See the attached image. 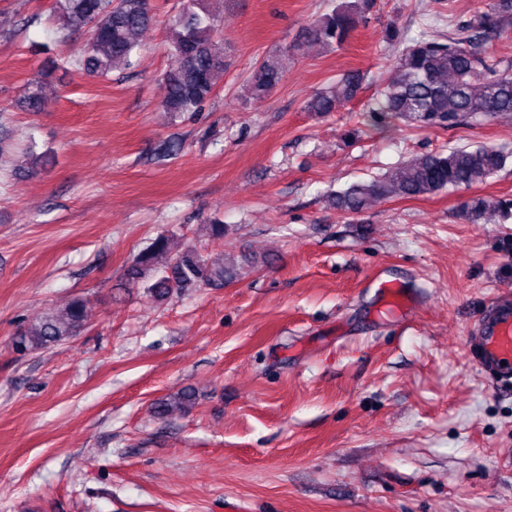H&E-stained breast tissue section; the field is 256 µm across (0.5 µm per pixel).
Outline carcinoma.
<instances>
[{
	"instance_id": "1",
	"label": "carcinoma",
	"mask_w": 512,
	"mask_h": 512,
	"mask_svg": "<svg viewBox=\"0 0 512 512\" xmlns=\"http://www.w3.org/2000/svg\"><path fill=\"white\" fill-rule=\"evenodd\" d=\"M371 0H340L331 11L313 19L303 41L329 49L343 47L365 16ZM57 14L66 27L88 28L87 43L73 55L52 62L56 69L106 76L119 65L128 66L140 50L141 36L152 20L151 0H57ZM512 22V0H487L484 10L459 25L446 39L420 37L404 42L375 103L366 111L371 125L397 119L417 128L453 127L465 118L512 115V59L485 51L500 40ZM218 17L205 0H183L172 20L168 54L173 60L161 86L160 106L171 115L197 111L214 93L213 78L224 68V50L214 39ZM284 78L281 51L272 50L256 60L245 80L250 97L262 99ZM361 90V79L347 74L305 105L322 115L338 112ZM47 97L43 86L31 83L17 106L41 112ZM509 155L484 145L454 147L448 152L415 155L389 173L361 181L329 196L337 210L363 212L383 199H419L445 189L483 184L502 171ZM512 216V199L474 196L459 206V217L480 224L487 215ZM212 243L224 240L225 226L217 220L201 227ZM234 265L224 254L213 256L194 245L170 246L157 236L126 272L127 284L144 287L159 300L179 296L189 288H217L231 280ZM88 299L75 297L62 309L46 312L37 326L21 329L14 346L21 352L48 349L70 342L86 326ZM195 404L194 394L182 391L157 401L153 413L165 419Z\"/></svg>"
}]
</instances>
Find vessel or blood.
I'll list each match as a JSON object with an SVG mask.
<instances>
[{
    "label": "vessel or blood",
    "instance_id": "obj_1",
    "mask_svg": "<svg viewBox=\"0 0 512 512\" xmlns=\"http://www.w3.org/2000/svg\"><path fill=\"white\" fill-rule=\"evenodd\" d=\"M476 358L497 379H512V300L502 299L482 317L474 332Z\"/></svg>",
    "mask_w": 512,
    "mask_h": 512
}]
</instances>
